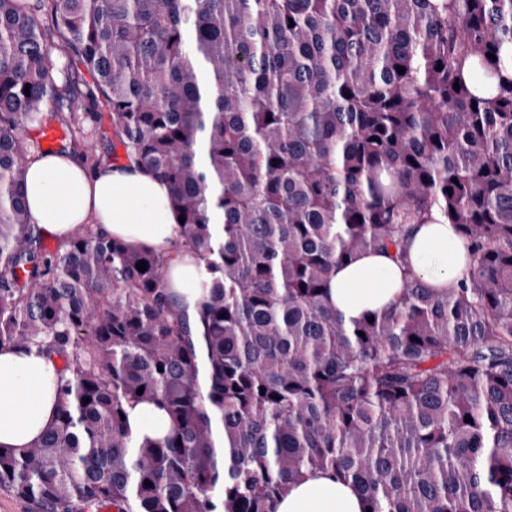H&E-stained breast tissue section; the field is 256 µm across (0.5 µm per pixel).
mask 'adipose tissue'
Returning <instances> with one entry per match:
<instances>
[{
    "mask_svg": "<svg viewBox=\"0 0 512 512\" xmlns=\"http://www.w3.org/2000/svg\"><path fill=\"white\" fill-rule=\"evenodd\" d=\"M28 208L42 238L66 243L91 224L126 244L168 256L171 286L196 300L193 257L176 248L177 214L167 186L132 163L91 170L76 155L42 153L30 160ZM413 271L428 287L450 288L469 273L465 244L451 224L414 226L406 244ZM399 262L381 252H361L336 268L329 298L346 319L380 312L398 297ZM59 363L37 349L0 346V446L26 448L54 423ZM360 492L329 472L316 471L292 485L277 512H362Z\"/></svg>",
    "mask_w": 512,
    "mask_h": 512,
    "instance_id": "ef3b65f1",
    "label": "adipose tissue"
}]
</instances>
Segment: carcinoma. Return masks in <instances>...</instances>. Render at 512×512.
<instances>
[{"label":"carcinoma","mask_w":512,"mask_h":512,"mask_svg":"<svg viewBox=\"0 0 512 512\" xmlns=\"http://www.w3.org/2000/svg\"><path fill=\"white\" fill-rule=\"evenodd\" d=\"M54 45L89 78L58 85ZM105 110L185 218L194 303L149 248L34 232L19 131ZM439 216L457 287L407 264L389 309L329 305L336 266ZM4 344L61 361L55 423L0 447L38 512H276L316 469L371 512H512V0H0ZM129 424L132 437L141 441L145 436L156 438L167 431L165 417L153 406L140 403L129 409Z\"/></svg>","instance_id":"1"}]
</instances>
